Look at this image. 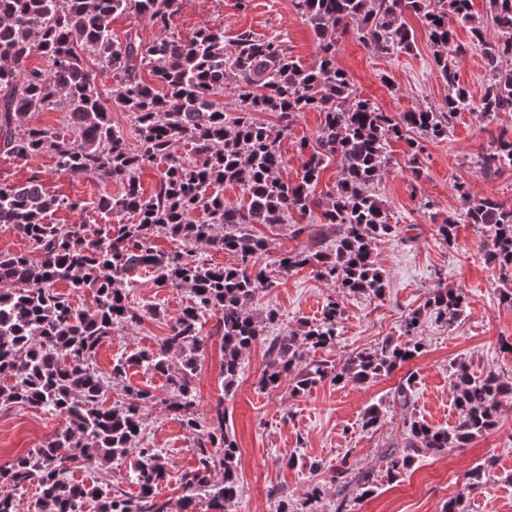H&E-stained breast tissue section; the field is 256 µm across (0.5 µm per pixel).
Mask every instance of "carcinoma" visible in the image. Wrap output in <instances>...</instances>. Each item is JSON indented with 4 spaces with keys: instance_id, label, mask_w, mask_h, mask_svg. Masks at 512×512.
Here are the masks:
<instances>
[{
    "instance_id": "obj_1",
    "label": "carcinoma",
    "mask_w": 512,
    "mask_h": 512,
    "mask_svg": "<svg viewBox=\"0 0 512 512\" xmlns=\"http://www.w3.org/2000/svg\"><path fill=\"white\" fill-rule=\"evenodd\" d=\"M486 15L500 33L484 37V20L471 13V0H291L294 10L313 32L316 57L308 65L294 57L286 41L251 30L239 32L226 47L224 31L202 26L187 41L160 36L145 42L129 30L112 33V16L135 12L160 30L179 15L182 0H0V153L16 158L49 154L59 173L122 187L117 196L100 195L87 202L47 189L37 174L23 184L0 183V225L29 243V250L0 253V406L43 407L62 417L61 429L41 447L0 468V512H16L12 491L38 488L32 512H82L90 502L94 512H195V502L207 501L210 512H225L239 496L240 451L219 404L210 417L196 409L193 377L211 335L202 319H216L214 334L224 348V397H229L246 351L266 345L263 389L278 388L289 378L294 396L308 393L325 379L336 384H363L390 374L415 357L422 347L417 331L422 317L450 328L461 321L467 296L461 289L437 286L423 308L405 320L406 340L384 341L371 351H359L339 368L308 362L310 349H328L339 336L342 309L330 296L322 317L306 323L299 333L267 340L266 329L278 312L254 309L257 291L270 288L258 259L269 252V240L255 226L292 224L294 236L308 225L300 220L321 210L323 223L335 227L332 244L294 250L279 260L287 274L310 267L338 293L366 294L380 299L386 282L375 250L401 228L389 223L376 184L387 164L392 141H405V165L419 180L421 144L407 136L444 141L456 115L471 107L451 57V18L469 28L480 48L487 82L478 112L487 122L500 112H512V0H486ZM416 15L434 48L433 60L448 84V96L438 108L392 114L362 97L337 63L338 41L354 25L359 38L385 57L412 51L414 32L403 21ZM39 55L48 67L29 65ZM110 72L116 84L102 98L95 77L85 64ZM149 73L148 81L143 73ZM232 79L237 106L224 109L216 98ZM128 114L135 141L112 122V109ZM61 111L62 126H32L38 112ZM323 119L300 181L281 177L279 142L304 112ZM271 113L275 126L255 118ZM178 143L190 145V156L173 153ZM164 167H159L160 161ZM331 162L340 165L336 184L319 197L316 187ZM477 165L485 176L512 169V131L503 128ZM157 173L154 191L145 194L140 176ZM242 192V202L224 201V185ZM462 202L458 218L438 225L444 242L456 239V225L472 224L484 236L488 263L508 274L501 299L512 304V208L487 197L471 200L456 184ZM92 210L103 227L93 235L80 224H52L59 210ZM157 235L176 243L172 252L158 251ZM208 245L236 257L216 266L197 254ZM151 271L158 284L187 288L191 304L170 321L169 333L156 347L112 364L110 378L122 386L109 403L93 360L100 345L118 327L139 323L144 314L162 320L158 304L144 309L131 304V272ZM64 284L89 292L92 306L80 308L58 292ZM163 374L168 381L167 408L192 438L195 464L183 476L185 494L177 501L158 498L167 478L162 453L144 444L143 414L157 396L127 383L130 368ZM458 422L436 428L411 410L412 377L401 381L391 402L401 410L403 439L383 455L386 477L398 480L421 457L463 448L499 424L503 403L512 400V381L494 371L476 374L464 359L450 364ZM381 405L369 406L361 428L377 426ZM136 456L133 468L139 494L135 497L111 485L74 483L66 477L73 464L97 467L120 464ZM222 479L214 480L216 472ZM336 485L335 512H352L351 502L376 491L369 475H352L343 461L329 477ZM321 495L314 485L298 501L278 497L277 512H313Z\"/></svg>"
}]
</instances>
